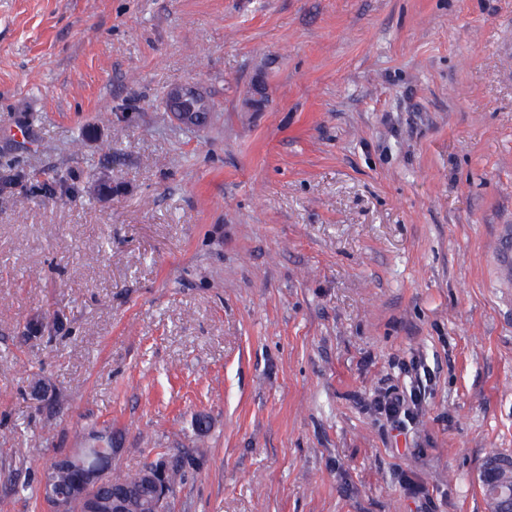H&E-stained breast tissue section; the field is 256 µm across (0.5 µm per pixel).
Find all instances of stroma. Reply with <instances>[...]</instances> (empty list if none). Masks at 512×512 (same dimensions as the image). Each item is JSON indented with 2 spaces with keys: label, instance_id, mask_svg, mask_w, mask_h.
<instances>
[{
  "label": "stroma",
  "instance_id": "obj_1",
  "mask_svg": "<svg viewBox=\"0 0 512 512\" xmlns=\"http://www.w3.org/2000/svg\"><path fill=\"white\" fill-rule=\"evenodd\" d=\"M511 261L512 0H0V512L98 432L170 512H488ZM200 93L192 87H175L169 93L170 102L174 105L170 114L180 123L186 126L199 127L206 123L207 117L200 112H209L212 107L208 99L206 102L198 105L199 101L194 102V108L200 112H188L184 110L183 103L191 98H196ZM420 403V392L393 387L378 400V410L380 413L384 412L387 419L391 420L395 426L405 428L407 422L411 423L414 411ZM153 473L149 476L151 488L154 491L153 512H168L170 506V498L172 491L168 482L174 486L180 483L185 475L186 468H190L193 464L191 459L178 457L176 463L171 467L167 474L166 469L172 459L168 456H160L156 459ZM168 480V482H167Z\"/></svg>",
  "mask_w": 512,
  "mask_h": 512
}]
</instances>
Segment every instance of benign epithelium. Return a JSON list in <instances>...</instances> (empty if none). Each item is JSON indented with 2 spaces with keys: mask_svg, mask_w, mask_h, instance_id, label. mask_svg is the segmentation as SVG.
Masks as SVG:
<instances>
[{
  "mask_svg": "<svg viewBox=\"0 0 512 512\" xmlns=\"http://www.w3.org/2000/svg\"><path fill=\"white\" fill-rule=\"evenodd\" d=\"M199 92L192 87H175L169 93L173 104L170 114L180 123L199 127L206 123L205 115L200 112L184 110L183 103L198 97ZM109 456L96 465L88 464L86 451L78 449L65 454L53 461L56 469H76L81 474V482L75 485L68 494H62L53 483L52 471L48 470L43 478L44 498L48 505L47 512H65L68 505H77V512H101L97 488L104 482L110 468L112 457L118 455L120 449L111 445ZM171 458H157L153 473L149 476L154 491L153 512H169L172 491L166 479V469ZM476 480L487 491L490 512H512V456L489 455L476 475Z\"/></svg>",
  "mask_w": 512,
  "mask_h": 512,
  "instance_id": "obj_1",
  "label": "benign epithelium"
}]
</instances>
